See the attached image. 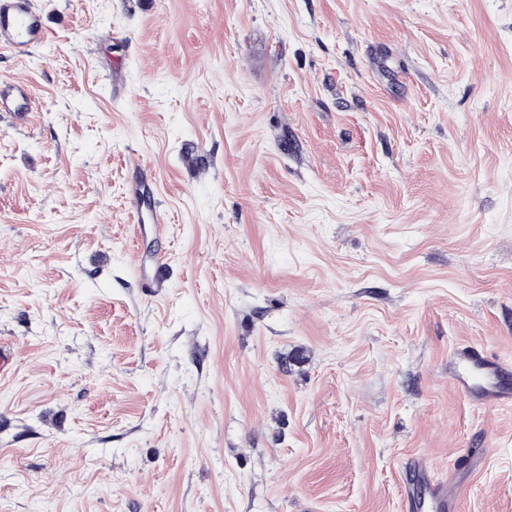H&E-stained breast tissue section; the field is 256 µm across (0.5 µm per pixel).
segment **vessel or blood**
Segmentation results:
<instances>
[{
	"mask_svg": "<svg viewBox=\"0 0 512 512\" xmlns=\"http://www.w3.org/2000/svg\"><path fill=\"white\" fill-rule=\"evenodd\" d=\"M47 37L42 14L34 0H0V49L25 57ZM34 93L22 80H0V115L23 126L33 110ZM448 377L474 407L486 410L512 405V368L498 358L469 344L455 349L448 359ZM411 480L406 488L407 512H454L457 501L471 489L467 477H459L453 488L433 479L429 464L412 460Z\"/></svg>",
	"mask_w": 512,
	"mask_h": 512,
	"instance_id": "obj_1",
	"label": "vessel or blood"
}]
</instances>
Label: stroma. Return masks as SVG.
<instances>
[{
    "instance_id": "obj_1",
    "label": "stroma",
    "mask_w": 512,
    "mask_h": 512,
    "mask_svg": "<svg viewBox=\"0 0 512 512\" xmlns=\"http://www.w3.org/2000/svg\"><path fill=\"white\" fill-rule=\"evenodd\" d=\"M35 2L0 512H405L475 448L456 512H512V407L448 378L512 362V0ZM448 378L474 407L486 410L512 405V373L507 364L469 344L448 359Z\"/></svg>"
}]
</instances>
